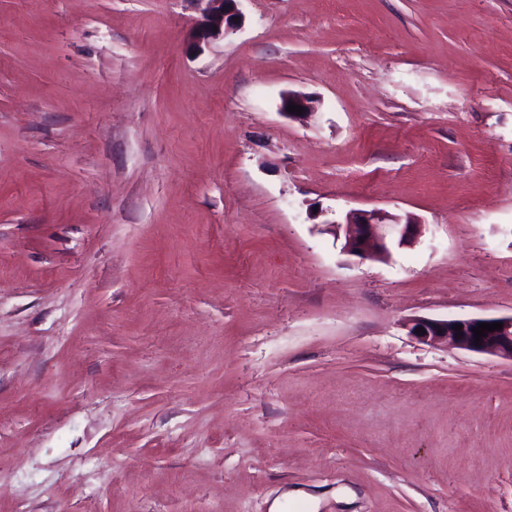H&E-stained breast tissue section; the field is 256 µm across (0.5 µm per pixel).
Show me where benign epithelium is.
I'll return each mask as SVG.
<instances>
[{"label":"benign epithelium","mask_w":512,"mask_h":512,"mask_svg":"<svg viewBox=\"0 0 512 512\" xmlns=\"http://www.w3.org/2000/svg\"><path fill=\"white\" fill-rule=\"evenodd\" d=\"M204 4L200 9V18L189 33V48L196 54L204 52V47L217 38H224L239 30L243 21L238 9V0H197ZM295 104L304 108L297 115L288 111V106ZM281 114L289 119L306 120L315 111V102L300 94L288 92L282 95ZM323 224L331 232L343 234L342 252L360 259L384 261L391 255V247L412 246L422 236V224L413 217L405 218L381 209L348 211L344 217H328ZM503 323L502 329L485 332L480 344H475L473 328L480 323ZM462 329L457 331L454 325ZM408 332L420 341L439 345L446 344L470 351L481 352L512 360V315L509 317H470L463 319H441L415 317L406 321ZM423 328L426 334L421 335L415 329Z\"/></svg>","instance_id":"obj_1"}]
</instances>
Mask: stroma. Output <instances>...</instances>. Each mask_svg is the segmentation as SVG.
I'll use <instances>...</instances> for the list:
<instances>
[{"mask_svg": "<svg viewBox=\"0 0 512 512\" xmlns=\"http://www.w3.org/2000/svg\"><path fill=\"white\" fill-rule=\"evenodd\" d=\"M239 8L0 0V512H512V0ZM205 2L200 9V18L189 33V48L196 54L204 52V47L212 40L224 38L239 30L243 25V15L238 9L240 0H195ZM239 17V21H235ZM217 26V31H214ZM289 104H295L297 106L305 108V111H301V115L288 112ZM280 110L281 114L287 117L288 119L305 121L309 116H311L314 113L315 102L311 98L302 96L300 94L288 92L283 94L281 97ZM321 224L330 229L336 239V229L343 234L342 252L360 259L387 260L391 247L412 246L422 236L418 220L389 213L381 209L348 211L344 218L327 217ZM363 238V242H360ZM503 323L502 330L485 331V337H480V345L475 344V333L479 323ZM462 325L461 331L454 330V325ZM408 332L420 341L439 345L446 344L470 351L481 352L508 358L512 360V315L509 317H470L463 319H441L430 317H415L405 323ZM416 328H424L426 334L415 332ZM442 330V333H439ZM460 334V338H457Z\"/></svg>", "mask_w": 512, "mask_h": 512, "instance_id": "stroma-1", "label": "stroma"}]
</instances>
